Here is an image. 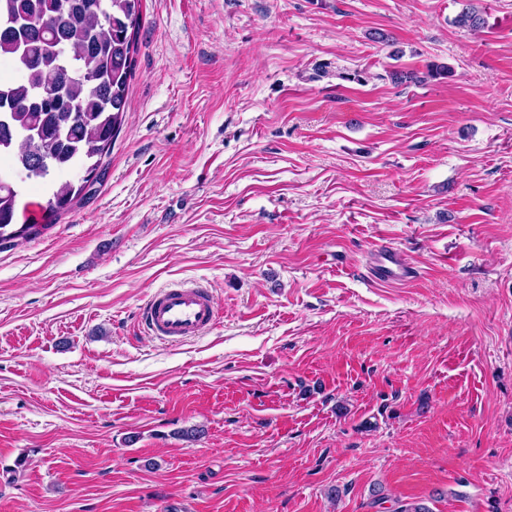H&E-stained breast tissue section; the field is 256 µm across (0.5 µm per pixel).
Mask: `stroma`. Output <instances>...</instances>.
Here are the masks:
<instances>
[{
    "mask_svg": "<svg viewBox=\"0 0 512 512\" xmlns=\"http://www.w3.org/2000/svg\"><path fill=\"white\" fill-rule=\"evenodd\" d=\"M473 2L475 34L457 0H142L97 181L0 246V512H512V0ZM179 281L218 320L169 344L138 313ZM375 277L379 281L392 282L404 280L409 277L407 267L402 263L399 254L391 249L376 251Z\"/></svg>",
    "mask_w": 512,
    "mask_h": 512,
    "instance_id": "stroma-1",
    "label": "stroma"
}]
</instances>
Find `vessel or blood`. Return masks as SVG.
<instances>
[{
  "instance_id": "b4317fda",
  "label": "vessel or blood",
  "mask_w": 512,
  "mask_h": 512,
  "mask_svg": "<svg viewBox=\"0 0 512 512\" xmlns=\"http://www.w3.org/2000/svg\"><path fill=\"white\" fill-rule=\"evenodd\" d=\"M375 276L384 282L408 278L409 271L391 249L376 252ZM216 306L207 289L177 284L157 289L141 309V321L153 337L178 343L203 335L216 322Z\"/></svg>"
}]
</instances>
